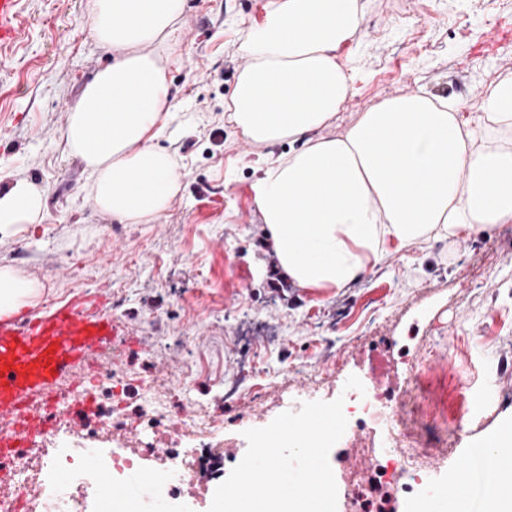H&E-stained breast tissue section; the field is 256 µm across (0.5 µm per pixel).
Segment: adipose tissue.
<instances>
[{
    "label": "adipose tissue",
    "mask_w": 512,
    "mask_h": 512,
    "mask_svg": "<svg viewBox=\"0 0 512 512\" xmlns=\"http://www.w3.org/2000/svg\"><path fill=\"white\" fill-rule=\"evenodd\" d=\"M185 0H92L91 27L110 63L86 83L63 132L84 162L97 211L152 224L183 174L158 141L171 109L158 57L140 47L169 39ZM364 19L360 0H268L236 53L242 64L226 106L252 144L288 142L256 187L260 220L294 285L338 292L394 251L459 240L512 224V76L485 88L476 111L418 91L329 127L352 92L339 51ZM46 189L0 168V241L37 224ZM39 283L0 265V316L32 303ZM497 479L490 512H512V431L492 440Z\"/></svg>",
    "instance_id": "obj_1"
}]
</instances>
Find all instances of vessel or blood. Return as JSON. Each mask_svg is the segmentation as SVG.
<instances>
[{
	"label": "vessel or blood",
	"instance_id": "vessel-or-blood-1",
	"mask_svg": "<svg viewBox=\"0 0 512 512\" xmlns=\"http://www.w3.org/2000/svg\"><path fill=\"white\" fill-rule=\"evenodd\" d=\"M20 0H0V47L19 35ZM117 327L101 306L75 300L39 316L0 318V423L9 425L0 445L9 447L44 435L24 418L22 404L50 393L65 365L92 357Z\"/></svg>",
	"mask_w": 512,
	"mask_h": 512
}]
</instances>
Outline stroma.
I'll return each instance as SVG.
<instances>
[{"instance_id": "stroma-1", "label": "stroma", "mask_w": 512, "mask_h": 512, "mask_svg": "<svg viewBox=\"0 0 512 512\" xmlns=\"http://www.w3.org/2000/svg\"><path fill=\"white\" fill-rule=\"evenodd\" d=\"M267 0H186L179 28L148 52L167 66L171 119L161 147L184 172L180 191L153 224H121L98 213L89 175L62 139L66 111L111 60L88 21L90 0H22L21 37L0 47V165L47 188L41 223L19 225L0 244V265L37 280L31 312L81 297L116 314L120 353L76 362L66 384L84 395L104 361L126 381L129 410L164 405L148 475L171 474L191 453V425L222 424L220 464L182 485L165 505L152 494L137 512H208L217 487L248 448L244 432L285 412L291 395L337 399L349 376L402 390L404 358L446 377L449 406L477 390L492 394L451 443H434L438 483L512 424V224L391 253L350 288L319 292L289 283L255 201L264 157L290 146L249 145L224 122L241 60L234 53ZM353 93L333 134L381 99L423 90L474 104L483 87L512 75V46L489 42L512 23V0H364ZM250 354L260 396L242 379ZM384 431L348 433L334 466L337 486L368 465Z\"/></svg>"}]
</instances>
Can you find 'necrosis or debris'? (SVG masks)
<instances>
[{
    "label": "necrosis or debris",
    "mask_w": 512,
    "mask_h": 512,
    "mask_svg": "<svg viewBox=\"0 0 512 512\" xmlns=\"http://www.w3.org/2000/svg\"><path fill=\"white\" fill-rule=\"evenodd\" d=\"M412 388L409 397H399L376 388L365 391H347L343 411L355 425L366 426L379 419L406 412L419 417V431L411 436L391 429L387 437L389 454L373 458L367 474L351 475L349 484L354 493L350 499L351 512H384V503L399 495L410 500L421 494L436 495L437 490L420 458L427 448V438L433 432L434 420L446 417L448 386L442 380L426 379L418 367H411ZM112 401L109 413L88 415L89 424L111 418L113 427L124 428L135 421L141 432H152L158 425L153 410H142L139 416H130L123 398L122 380L111 379L104 388ZM78 399L72 391L58 394L55 424L52 435L42 444L26 442L4 450L0 449V468L7 470L12 481L0 487V512H87L88 490L59 483L58 475H70L81 470L87 451H94L99 469L105 475H130L140 471L153 449L151 445L124 454L111 449H91L90 434H75L65 429L66 419L76 413Z\"/></svg>",
    "instance_id": "necrosis-or-debris-1"
}]
</instances>
